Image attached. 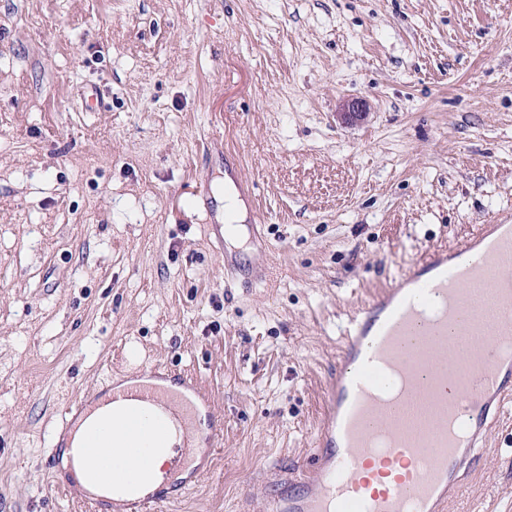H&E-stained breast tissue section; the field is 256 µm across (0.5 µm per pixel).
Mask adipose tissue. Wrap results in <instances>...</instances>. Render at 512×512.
<instances>
[{
	"mask_svg": "<svg viewBox=\"0 0 512 512\" xmlns=\"http://www.w3.org/2000/svg\"><path fill=\"white\" fill-rule=\"evenodd\" d=\"M130 400H118L108 410L90 416L62 452V464L76 485L105 482L113 498H134L135 485L156 492L173 480L176 449L182 435L176 428L145 435L143 425L129 421Z\"/></svg>",
	"mask_w": 512,
	"mask_h": 512,
	"instance_id": "adipose-tissue-1",
	"label": "adipose tissue"
}]
</instances>
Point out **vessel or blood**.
<instances>
[{"instance_id":"obj_1","label":"vessel or blood","mask_w":512,"mask_h":512,"mask_svg":"<svg viewBox=\"0 0 512 512\" xmlns=\"http://www.w3.org/2000/svg\"><path fill=\"white\" fill-rule=\"evenodd\" d=\"M442 308L435 321L422 310ZM512 224H485L452 250L433 249L356 308L342 332L336 379L305 467L289 469L264 512H449L484 449L512 413ZM153 384L140 400L182 430L180 457L197 455L200 393ZM62 414L66 440L96 408Z\"/></svg>"}]
</instances>
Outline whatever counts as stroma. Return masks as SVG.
Returning <instances> with one entry per match:
<instances>
[{"instance_id": "obj_1", "label": "stroma", "mask_w": 512, "mask_h": 512, "mask_svg": "<svg viewBox=\"0 0 512 512\" xmlns=\"http://www.w3.org/2000/svg\"><path fill=\"white\" fill-rule=\"evenodd\" d=\"M228 177L244 250L207 229ZM490 218L512 224V0H0V512H85L48 434L145 365L224 422L161 512H258L314 451L339 324ZM510 440L469 480L490 512Z\"/></svg>"}]
</instances>
